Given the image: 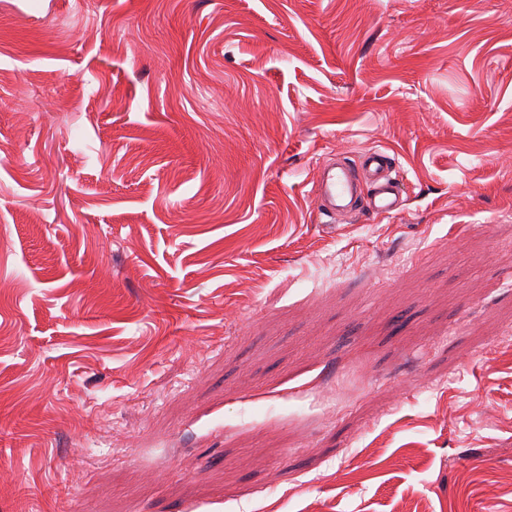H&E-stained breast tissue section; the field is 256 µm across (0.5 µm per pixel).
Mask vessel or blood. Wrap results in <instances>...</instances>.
<instances>
[{
	"label": "vessel or blood",
	"mask_w": 512,
	"mask_h": 512,
	"mask_svg": "<svg viewBox=\"0 0 512 512\" xmlns=\"http://www.w3.org/2000/svg\"><path fill=\"white\" fill-rule=\"evenodd\" d=\"M395 171L394 157L380 148L366 151L359 165L339 162L324 169L316 195L320 213L330 218L400 213L403 199Z\"/></svg>",
	"instance_id": "1"
}]
</instances>
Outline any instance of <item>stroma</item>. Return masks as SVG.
Returning <instances> with one entry per match:
<instances>
[{
	"label": "stroma",
	"mask_w": 512,
	"mask_h": 512,
	"mask_svg": "<svg viewBox=\"0 0 512 512\" xmlns=\"http://www.w3.org/2000/svg\"><path fill=\"white\" fill-rule=\"evenodd\" d=\"M386 149L404 209L328 221ZM512 0H0V512H512Z\"/></svg>",
	"instance_id": "35a3bbf8"
}]
</instances>
